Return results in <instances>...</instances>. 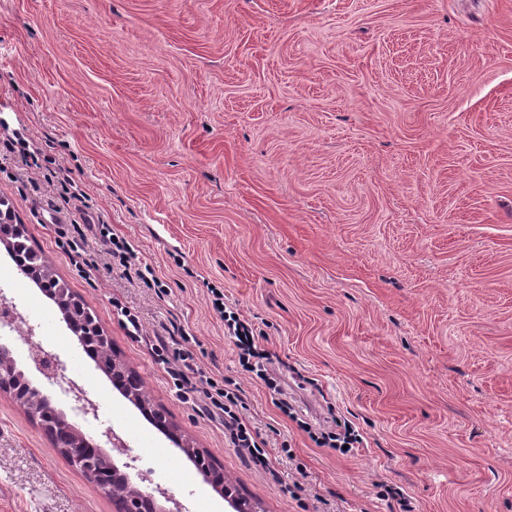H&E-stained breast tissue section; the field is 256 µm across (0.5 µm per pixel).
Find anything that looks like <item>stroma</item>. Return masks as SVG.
<instances>
[{
  "label": "stroma",
  "mask_w": 512,
  "mask_h": 512,
  "mask_svg": "<svg viewBox=\"0 0 512 512\" xmlns=\"http://www.w3.org/2000/svg\"><path fill=\"white\" fill-rule=\"evenodd\" d=\"M0 198L256 512H512V0H0ZM212 285L279 392L240 367ZM0 291L97 401L81 429L209 512L1 247ZM164 332L239 389L266 461L177 396ZM335 414L363 438L346 455L308 435ZM0 512H116L4 393ZM92 226H97L100 236L111 245L109 246L107 254L112 255V259L119 257L120 262L124 267H127V263H129L130 267L131 263L129 259L133 258V254L129 247L123 241H120L118 238H114L113 234L105 227V224H92Z\"/></svg>",
  "instance_id": "1"
}]
</instances>
